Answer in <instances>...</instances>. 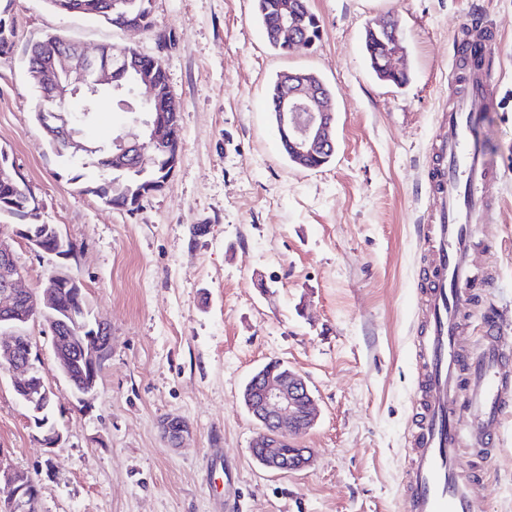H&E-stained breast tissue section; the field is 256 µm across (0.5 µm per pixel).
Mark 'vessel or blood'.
I'll return each mask as SVG.
<instances>
[{"label":"vessel or blood","mask_w":512,"mask_h":512,"mask_svg":"<svg viewBox=\"0 0 512 512\" xmlns=\"http://www.w3.org/2000/svg\"><path fill=\"white\" fill-rule=\"evenodd\" d=\"M484 8L473 0L459 41L479 46L485 64L455 53L451 60L453 104L442 113L423 171L432 208L417 225V325L413 351L417 365L415 414L409 435L402 487L408 512H472L481 472L462 473V449L492 460L494 427L512 412V349L503 327L490 313L480 320L473 354L459 344L472 288H494V273L479 274L483 224L499 211V165L492 160L484 117L496 99L490 64L495 39L479 21Z\"/></svg>","instance_id":"b4317fda"}]
</instances>
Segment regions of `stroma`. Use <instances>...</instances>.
Here are the masks:
<instances>
[{
  "label": "stroma",
  "mask_w": 512,
  "mask_h": 512,
  "mask_svg": "<svg viewBox=\"0 0 512 512\" xmlns=\"http://www.w3.org/2000/svg\"><path fill=\"white\" fill-rule=\"evenodd\" d=\"M469 0H310L321 25L312 47L280 54L253 0H152L154 27L119 29L15 0L14 47L0 56V149L40 208L74 246L68 261L94 319L112 329L96 395L79 406L55 375L49 332L29 323L42 371L54 379L65 427L45 450L9 378L0 377V451L37 474L39 512H404L401 473L417 379L415 226L430 198L422 170L448 108V50ZM498 97L487 129L502 206L480 228L495 288L489 307L512 343V0H484ZM398 17L407 85L379 81L363 52L366 27ZM58 33L95 51L132 44L161 56L181 104V158L161 191L133 210L105 206L74 182L94 167L51 148L25 74L30 41ZM308 70L331 91L333 158L294 167L280 150L267 93L280 72ZM138 129L115 106L85 128L100 143ZM273 360L301 372L317 400L299 439L305 469L264 471L249 445L255 421L240 401L251 374ZM190 432L178 445L166 418ZM499 452L474 512H512V417L495 429Z\"/></svg>",
  "instance_id": "obj_1"
}]
</instances>
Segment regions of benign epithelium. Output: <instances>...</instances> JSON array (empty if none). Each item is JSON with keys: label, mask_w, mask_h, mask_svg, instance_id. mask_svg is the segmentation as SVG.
I'll list each match as a JSON object with an SVG mask.
<instances>
[{"label": "benign epithelium", "mask_w": 512, "mask_h": 512, "mask_svg": "<svg viewBox=\"0 0 512 512\" xmlns=\"http://www.w3.org/2000/svg\"><path fill=\"white\" fill-rule=\"evenodd\" d=\"M275 38L294 49L311 44L301 35L302 21L299 0H277ZM368 39L373 41L372 66L386 76L404 72L396 58L400 52V22L389 15L367 27ZM134 63V55L125 52L117 71L112 63L100 62L99 53L90 54L72 41L57 43L27 66L29 81L38 87L45 108L39 112L40 126L54 144L64 146L73 155L92 154L98 147L81 141L77 123L67 120L58 107L74 99L83 102L109 91L118 100H132L138 112L133 123L141 136L129 139L118 137L107 160L133 161L146 164L145 149L165 150V157L154 161V169L145 179L140 196L161 190L181 156V140L172 132V115L180 111L175 97L161 90L156 81L157 65ZM271 114L278 140L285 146L291 161L305 169L321 159L334 142L332 129L335 115L325 85L306 72L288 71L279 75ZM21 186L30 200H36L31 189L7 161H0V186ZM27 245L38 253L58 258L42 283L37 296L23 287L24 268L13 247L14 237L0 235V323L25 325L36 320L34 309L45 306L55 311L54 321L47 324L50 333L56 370L68 377L69 368L81 363L89 371L85 394L78 400L90 403L98 388V378L112 354V330L97 322L96 340L86 342L73 331L72 324L84 314L86 300L82 282L72 273L65 261L73 256L69 241L54 224L44 227V234L25 237ZM38 358L33 344L24 333L0 332V371L6 373L13 390L24 401L26 420L33 419L55 407V392L51 379L38 377ZM242 404L257 423L258 431L250 443V452L266 471L285 474L299 471L311 462L307 448H287V444L306 434L318 419L313 391L305 377L283 361L264 365L246 383ZM167 439L179 444L189 433L187 423L178 417L164 421ZM47 449L57 447L63 440V430L52 426L40 432ZM39 488L27 473L5 463L0 450V512H30L36 506Z\"/></svg>", "instance_id": "obj_1"}]
</instances>
